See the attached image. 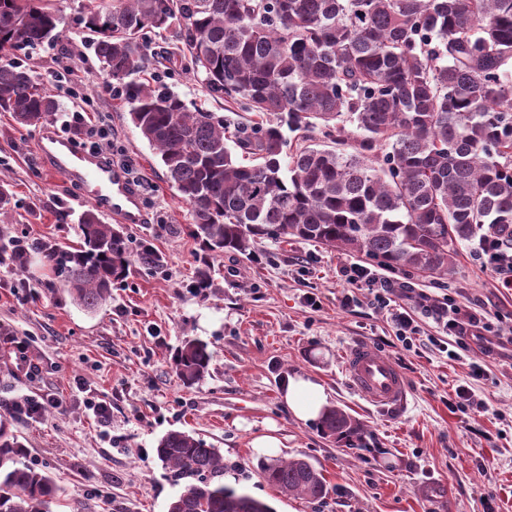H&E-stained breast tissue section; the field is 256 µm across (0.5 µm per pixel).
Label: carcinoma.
Returning a JSON list of instances; mask_svg holds the SVG:
<instances>
[{
    "instance_id": "1",
    "label": "carcinoma",
    "mask_w": 512,
    "mask_h": 512,
    "mask_svg": "<svg viewBox=\"0 0 512 512\" xmlns=\"http://www.w3.org/2000/svg\"><path fill=\"white\" fill-rule=\"evenodd\" d=\"M173 21L193 73L257 117L232 131L166 91L129 89L131 122L190 206L204 251L251 257L260 240L291 236L443 278L457 245L512 240V0H91L85 28L104 70L120 80L141 68L148 33ZM57 23L49 0H0V49H36L54 39ZM57 108L27 68L0 64V112L32 126ZM284 127L303 132L290 152ZM230 141L249 164L235 160ZM78 223L77 247L32 239L0 253L21 272L39 260L90 311L132 263L159 265L149 244L131 255L121 225L94 209ZM211 360L206 343L188 338L175 369L192 385ZM321 430L352 427L328 409ZM21 455L0 414V512H51L58 486ZM156 456L180 487L168 512H274L225 485L224 456L200 438L172 430ZM258 468L284 497L328 494L306 459Z\"/></svg>"
}]
</instances>
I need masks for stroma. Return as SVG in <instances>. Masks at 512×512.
<instances>
[{
	"mask_svg": "<svg viewBox=\"0 0 512 512\" xmlns=\"http://www.w3.org/2000/svg\"><path fill=\"white\" fill-rule=\"evenodd\" d=\"M53 3L59 23L49 45L0 51V63L23 61L59 104L41 127L0 112V180L14 191L0 245L31 237L77 245L78 217L89 204L46 164L38 141L80 105L109 118L113 153L144 188L148 221L127 227L130 247L148 240L163 258L155 270L132 267L95 311L59 290L40 263L25 275L0 264V333L27 339L41 368L30 381L15 348L0 345V413L25 396L61 398L60 407L33 417L15 413L12 421L23 462L47 470L62 489L55 512H168L179 489L165 478L155 447L171 430L195 434L225 461L244 463L245 472L226 474V484L275 512H512V291L498 288L495 273L474 261L478 242L459 245L453 271L440 279L312 241L265 239L250 258L210 257L212 286L196 289L201 251L189 208L131 123L128 96L103 93L111 79L84 28L88 0ZM176 32L172 26L151 33L148 57L131 82L157 83L231 127L248 124L249 113L211 95L186 62H168ZM66 67L83 81L80 99L58 80ZM351 264L437 300L480 305L492 324L493 350L475 344L462 359L450 358L433 343L435 322L423 316L414 348L402 349L387 311L368 290L350 291L341 269ZM348 292L354 301L344 309ZM187 336L213 354L208 373L190 387L173 365ZM358 342L391 358L409 380L412 393L399 411L376 409L350 384L344 354ZM475 362L484 376H473ZM296 374L321 385L330 407L350 417L349 436L324 435L319 423L288 410L281 392ZM461 385L483 408H451ZM91 398L110 403L108 419L89 410ZM271 424L280 457L303 458L322 471L325 499L283 497L258 475L260 457L250 442Z\"/></svg>",
	"mask_w": 512,
	"mask_h": 512,
	"instance_id": "stroma-1",
	"label": "stroma"
}]
</instances>
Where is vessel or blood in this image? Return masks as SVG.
Here are the masks:
<instances>
[{"label": "vessel or blood", "instance_id": "obj_1", "mask_svg": "<svg viewBox=\"0 0 512 512\" xmlns=\"http://www.w3.org/2000/svg\"><path fill=\"white\" fill-rule=\"evenodd\" d=\"M38 149L50 168L78 186L104 218L127 226L147 222L143 190L125 167L100 153L75 151L50 129L43 132ZM345 366L354 388L376 408L387 411L406 403L411 392L408 379L370 344L348 349Z\"/></svg>", "mask_w": 512, "mask_h": 512}]
</instances>
